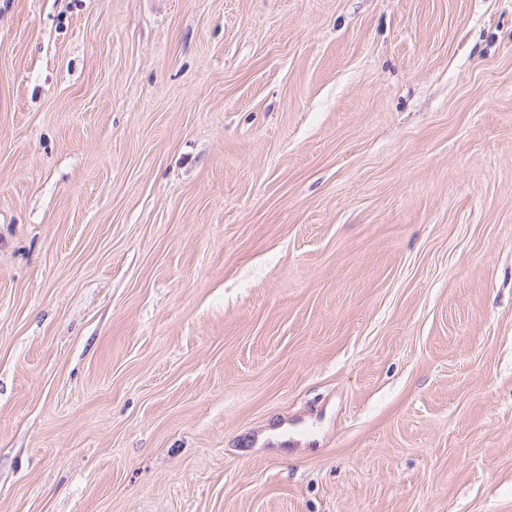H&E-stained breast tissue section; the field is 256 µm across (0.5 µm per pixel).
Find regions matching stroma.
Instances as JSON below:
<instances>
[{"instance_id":"obj_1","label":"stroma","mask_w":512,"mask_h":512,"mask_svg":"<svg viewBox=\"0 0 512 512\" xmlns=\"http://www.w3.org/2000/svg\"><path fill=\"white\" fill-rule=\"evenodd\" d=\"M0 512H512V0H0Z\"/></svg>"}]
</instances>
